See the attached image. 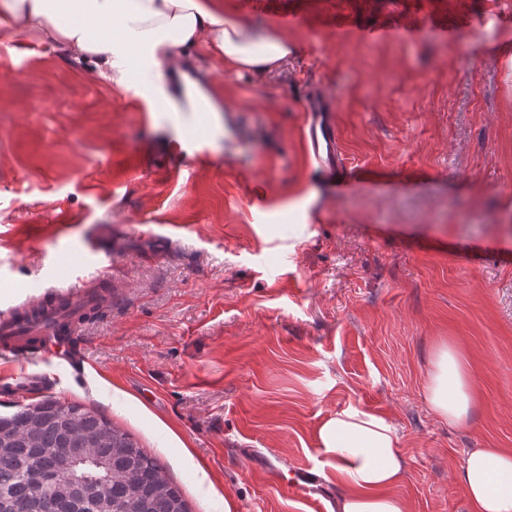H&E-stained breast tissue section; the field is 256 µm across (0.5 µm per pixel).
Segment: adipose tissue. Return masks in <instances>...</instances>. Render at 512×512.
<instances>
[{"label":"adipose tissue","mask_w":512,"mask_h":512,"mask_svg":"<svg viewBox=\"0 0 512 512\" xmlns=\"http://www.w3.org/2000/svg\"><path fill=\"white\" fill-rule=\"evenodd\" d=\"M0 27L32 33L71 63L92 64L112 85L155 95L171 74L191 105L209 103L184 70L186 52L202 48L233 71L266 72L288 57V40L226 18L221 0H0ZM476 400L470 372L453 346L438 349L425 388L432 413L468 418ZM317 442L344 493L338 512H408L397 488L405 459L386 417L347 409L323 421ZM469 512H512V448H476L459 471Z\"/></svg>","instance_id":"1"}]
</instances>
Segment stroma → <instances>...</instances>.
I'll return each mask as SVG.
<instances>
[{"label":"stroma","mask_w":512,"mask_h":512,"mask_svg":"<svg viewBox=\"0 0 512 512\" xmlns=\"http://www.w3.org/2000/svg\"><path fill=\"white\" fill-rule=\"evenodd\" d=\"M223 3L292 52L264 74L191 55L212 112L0 29V315L110 280L80 351L20 361L48 387H0V415L46 394L102 412L190 512H335L316 429L368 410L398 429L409 512H468L466 454L512 448V0ZM318 91L341 195L307 149ZM444 341L478 391L458 425L425 401ZM292 465L321 473L307 498L269 480Z\"/></svg>","instance_id":"35a3bbf8"}]
</instances>
